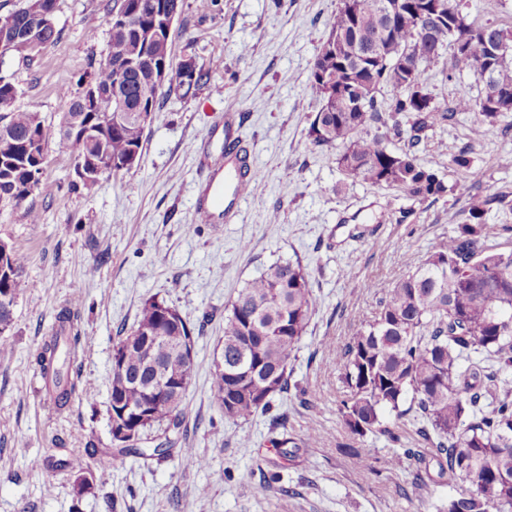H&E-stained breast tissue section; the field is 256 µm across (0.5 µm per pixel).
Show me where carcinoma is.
Returning a JSON list of instances; mask_svg holds the SVG:
<instances>
[{"instance_id": "cac0c4a2", "label": "carcinoma", "mask_w": 512, "mask_h": 512, "mask_svg": "<svg viewBox=\"0 0 512 512\" xmlns=\"http://www.w3.org/2000/svg\"><path fill=\"white\" fill-rule=\"evenodd\" d=\"M382 2L340 0L326 42L339 36L343 47L315 56L311 87L322 105L310 117L307 139L315 148L339 149L337 167L354 181L397 187L413 201H436L450 188L442 175L420 163L418 146L427 130L447 125L459 112L478 115L476 136L484 124L512 112V51L494 60L487 73H478L484 88L507 94L492 109L484 105L483 94L465 91L452 107L434 102L425 92L427 69L448 64L450 29L464 39L474 61L486 59V44L495 37H512V29L475 28L456 0H447L446 19L421 38L425 0L402 4L391 26L380 13ZM43 5L44 0H27L0 13L1 57L32 62L57 42L60 30L41 29ZM184 6L185 0H113L107 55L114 69L87 72L80 84L92 83L104 95L118 92L130 110L141 107L150 116L158 97L145 92L154 89L152 66L164 64L167 92L180 99L195 96L208 71L199 64L190 73L182 62L173 65L171 40L163 29L162 16H179ZM375 38L382 43L380 56L357 64L359 53ZM137 49L145 55L139 69L117 71L115 65ZM404 58L418 62L405 84L408 93L389 104L378 100L382 89L403 80L398 62ZM362 82L369 85L363 96L336 101V94ZM17 95L11 77L0 72V120L7 119L0 131L26 143L28 135L45 125L38 113L16 106ZM78 112L80 103L73 96L59 122V144L72 157L96 154L122 171L131 158L141 156L147 123L114 115L92 144L73 131ZM404 134L408 147L390 150L391 139ZM52 191L43 179V162L35 157L16 164L0 159V206L18 208L32 194ZM495 203L512 210V201L496 193L473 196L459 209L456 227L413 271L390 284L372 283L380 295L374 319L352 337L338 361L343 384L338 411L348 432L386 437L397 446L392 466L400 469L423 461L420 450L405 447V421L410 419L431 448L439 475L460 485V492L437 512H512V251L489 244L495 230L486 223V214ZM32 285L19 266L0 278V352L11 345L17 299ZM154 300L146 298L132 327L119 332L114 349L125 354L129 375L125 379L112 373V401L139 405L155 364L192 376L177 347L195 339L196 326L178 309L175 321L160 322ZM316 307L309 274L299 260L276 261L237 291L225 308L224 368L215 364L211 374L212 400L225 419L247 421L269 410L273 398L287 391L288 368ZM81 339L78 316L63 306L55 315L54 332L34 355L43 404L57 413L68 409L80 390L74 361ZM186 391L184 385L164 394L133 422L143 437L163 430L165 441L156 447L141 448L136 441L123 448H93L84 456H50L43 465L68 473L79 500L94 489L92 483L78 484L87 471L106 474L128 456L171 455L179 438L170 434L178 433L186 419ZM178 456L187 469L205 465L191 448L179 449Z\"/></svg>"}]
</instances>
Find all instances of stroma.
<instances>
[{
    "label": "stroma",
    "mask_w": 512,
    "mask_h": 512,
    "mask_svg": "<svg viewBox=\"0 0 512 512\" xmlns=\"http://www.w3.org/2000/svg\"><path fill=\"white\" fill-rule=\"evenodd\" d=\"M186 2L171 32L172 60L194 57L210 80L187 100L160 95L138 166L104 173L93 192L73 189V158L53 137L44 177L54 193L32 195L22 209H0V239L34 283L17 301L11 347L0 353V512H435L458 485L438 477L430 458L392 469L393 446L383 436L352 438L338 412L336 360L373 318L372 282L395 281L421 263L472 196L489 190L512 200V128L497 123L476 136L474 113L461 112L428 131L418 156L450 186L435 202L415 204L399 189L352 181L335 150L311 148L306 137L308 117L321 107L309 75L340 0H218L207 10L200 0ZM462 4L469 23L512 28V0ZM111 6L57 0L59 40L32 64L8 62L17 106L39 112L48 128H57L67 107L60 88L78 93L79 77L104 59ZM466 89H482L472 70L452 75L434 66L427 73L435 102L452 104ZM226 125L250 146L264 181L246 196L236 222L198 225L194 203L207 158L224 144L201 147L196 140ZM465 146L471 168L462 175L451 158ZM29 209L37 222L26 217ZM189 223L196 226L190 234ZM296 258L310 272L318 308L289 381L314 403L300 406L285 393L271 412L224 419L212 404L210 374L225 309L270 264ZM155 294L204 324L180 435L206 465L185 469L174 456L128 459L74 505L70 485L38 462L62 449L81 455L111 447L116 331L132 326L142 299ZM64 306L79 317L76 364L85 391L54 414L38 394L33 356ZM312 430L317 441H306ZM285 436L300 445L284 454L272 442ZM351 446L369 449V467L357 465ZM274 472L280 482L257 500L255 486Z\"/></svg>",
    "instance_id": "35a3bbf8"
}]
</instances>
